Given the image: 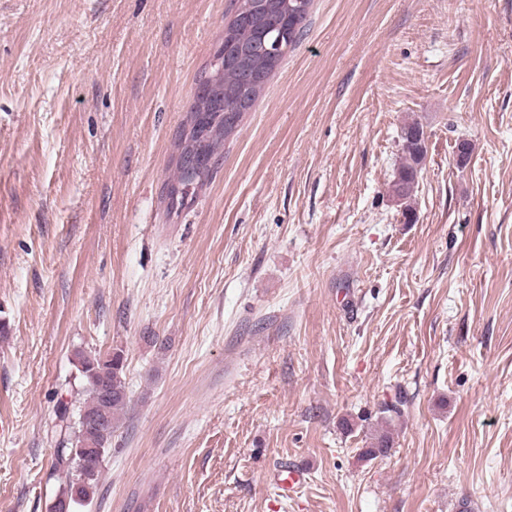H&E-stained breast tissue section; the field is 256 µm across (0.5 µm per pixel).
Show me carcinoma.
<instances>
[{
  "label": "carcinoma",
  "instance_id": "obj_1",
  "mask_svg": "<svg viewBox=\"0 0 512 512\" xmlns=\"http://www.w3.org/2000/svg\"><path fill=\"white\" fill-rule=\"evenodd\" d=\"M311 2L305 0L295 19L282 27V32L288 35L283 41L285 51L275 58L257 52L248 57L255 68L270 72L276 70L287 51L297 46L305 32ZM273 22L275 19L261 16L251 25L245 26L235 17L224 27V37L238 43L240 48H252ZM211 78V73L200 78V91H209V97L195 100L189 127L180 136L181 152L167 192L171 210L196 193V189L209 176L210 160L222 142L232 134V127L227 125L225 109L235 102L238 73L233 67L224 69L220 84L216 87L209 86ZM422 132L423 127L417 121L402 128L403 162L391 186L393 195L400 199L401 216L406 223L413 222L415 216V192L423 154L419 139ZM77 357L78 370L85 382L86 399L78 410L75 422L72 421L74 417L69 403L61 401L57 404L58 439L54 449L52 476L62 481L63 489L53 505V512H70L73 506H82L93 499L101 466L95 461H88L92 475L81 483L76 474L77 461L86 445L92 446V451L102 453L111 447L116 416L128 403L122 377L124 361L121 353L101 356L80 352Z\"/></svg>",
  "mask_w": 512,
  "mask_h": 512
}]
</instances>
